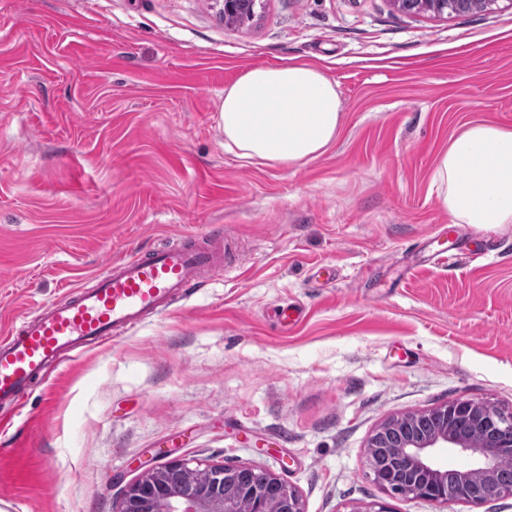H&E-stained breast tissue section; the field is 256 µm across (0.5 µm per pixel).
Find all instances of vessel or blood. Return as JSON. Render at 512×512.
<instances>
[{
	"label": "vessel or blood",
	"instance_id": "b4317fda",
	"mask_svg": "<svg viewBox=\"0 0 512 512\" xmlns=\"http://www.w3.org/2000/svg\"><path fill=\"white\" fill-rule=\"evenodd\" d=\"M223 235L210 243L185 242L146 256L113 262L93 286L67 299L38 306L0 336V408L20 415L27 392L64 363L104 339L118 337L194 293L202 275L224 271Z\"/></svg>",
	"mask_w": 512,
	"mask_h": 512
}]
</instances>
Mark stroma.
<instances>
[{
  "instance_id": "1",
  "label": "stroma",
  "mask_w": 512,
  "mask_h": 512,
  "mask_svg": "<svg viewBox=\"0 0 512 512\" xmlns=\"http://www.w3.org/2000/svg\"><path fill=\"white\" fill-rule=\"evenodd\" d=\"M306 60L335 143L295 167L224 146L225 85ZM470 121L512 127V5L438 19L389 0H0V335L113 261L224 227V275L55 369L0 433V512H114L174 460L254 464L305 512H512L387 492V419L512 407V224L452 225L431 190ZM464 238L477 255L437 252ZM297 314L286 324L284 311ZM222 4V15L224 19L228 18H245L251 17L254 19L257 15V6L261 8L262 0H216Z\"/></svg>"
}]
</instances>
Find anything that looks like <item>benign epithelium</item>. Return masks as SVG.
Instances as JSON below:
<instances>
[{"label": "benign epithelium", "mask_w": 512, "mask_h": 512, "mask_svg": "<svg viewBox=\"0 0 512 512\" xmlns=\"http://www.w3.org/2000/svg\"><path fill=\"white\" fill-rule=\"evenodd\" d=\"M222 4L224 18H254L262 0H216ZM496 0H420L428 12L442 17L448 5L455 13L471 12L475 6H489ZM431 416L441 420L427 435L416 432V420ZM451 448L472 459L471 467L461 471L454 484L437 465L436 454ZM366 459L376 481L386 490L409 498L443 503L448 500L481 504L493 497L512 495V475L505 476L502 464L512 460V411L492 409L484 401L458 399L430 410L408 413L386 420L371 436ZM247 465L206 464L196 466L216 478L224 479V493L190 490L163 498L158 512H241L244 498L257 499L256 512H304L298 492L275 475L267 474L277 507L257 498L258 492L230 484V476ZM160 499L159 487L135 483L121 494L116 512H138L139 500Z\"/></svg>", "instance_id": "7a95c632"}]
</instances>
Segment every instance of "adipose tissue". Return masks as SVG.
Instances as JSON below:
<instances>
[{
    "mask_svg": "<svg viewBox=\"0 0 512 512\" xmlns=\"http://www.w3.org/2000/svg\"><path fill=\"white\" fill-rule=\"evenodd\" d=\"M224 145L245 159L296 166L323 155L342 125L335 83L309 62L249 69L224 89ZM431 187L455 224H512V127L467 123L448 142Z\"/></svg>",
    "mask_w": 512,
    "mask_h": 512,
    "instance_id": "adipose-tissue-1",
    "label": "adipose tissue"
}]
</instances>
